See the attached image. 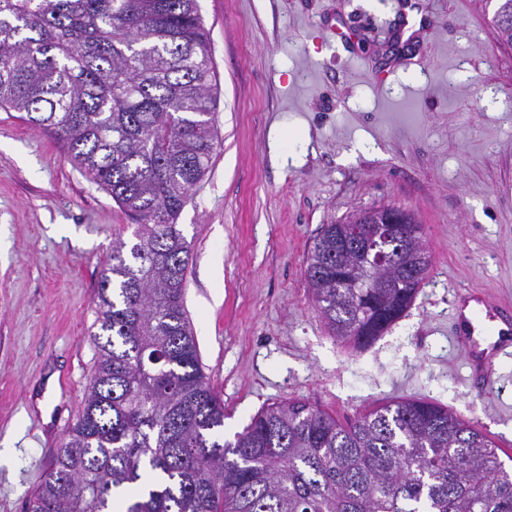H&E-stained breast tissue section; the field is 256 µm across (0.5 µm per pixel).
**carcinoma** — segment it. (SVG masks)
<instances>
[{
    "mask_svg": "<svg viewBox=\"0 0 512 512\" xmlns=\"http://www.w3.org/2000/svg\"><path fill=\"white\" fill-rule=\"evenodd\" d=\"M218 86L198 0H0V107L53 131L76 167L138 222L101 280L98 358L27 512H512V468L448 408L402 399L341 418L274 402L224 439L184 306L177 219L220 146ZM338 224L306 258L331 336L387 331L421 281L388 288L336 272Z\"/></svg>",
    "mask_w": 512,
    "mask_h": 512,
    "instance_id": "1",
    "label": "carcinoma"
}]
</instances>
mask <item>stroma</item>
Returning a JSON list of instances; mask_svg holds the SVG:
<instances>
[{"label": "stroma", "mask_w": 512, "mask_h": 512, "mask_svg": "<svg viewBox=\"0 0 512 512\" xmlns=\"http://www.w3.org/2000/svg\"><path fill=\"white\" fill-rule=\"evenodd\" d=\"M405 0H200L222 140L178 222L185 307L232 439L268 404L342 417L433 401L512 456V356L466 381L455 293L512 304V46L496 0H415L428 20L394 35ZM392 205L423 226L430 271L370 346L329 335L304 275L321 225ZM135 222L51 132L0 109V512H26L94 371L96 301Z\"/></svg>", "instance_id": "35a3bbf8"}]
</instances>
